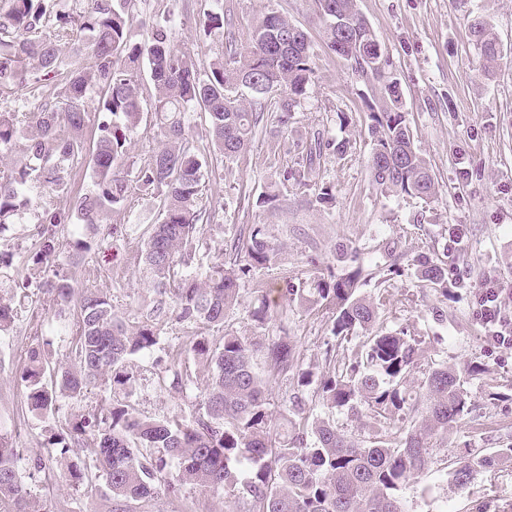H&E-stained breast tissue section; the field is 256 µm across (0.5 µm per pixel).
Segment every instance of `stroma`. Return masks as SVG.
<instances>
[{"instance_id": "stroma-1", "label": "stroma", "mask_w": 512, "mask_h": 512, "mask_svg": "<svg viewBox=\"0 0 512 512\" xmlns=\"http://www.w3.org/2000/svg\"><path fill=\"white\" fill-rule=\"evenodd\" d=\"M230 22L223 35H205L199 4L189 0L180 14L174 44L198 66L225 51L229 38L240 37L271 11L287 16L307 34L314 48L315 82L294 109L288 128H280L277 112H266L247 151L215 171H205L200 204L211 217L204 225L208 249L204 263L226 261L230 245L245 224L264 225L280 246L278 262L241 280L242 306L225 320L246 336L262 331L288 337L303 358L304 368L330 375L325 361L331 341L328 309L283 301L267 328L255 327L245 307L260 293L280 287L283 278L308 279L314 269L337 266L339 250L358 253L366 272L375 273L392 260L407 262L425 253L448 266L449 297L422 288L412 271H403L386 285L370 281L365 295L388 294L379 320L384 328L405 329L419 342L417 368L408 385L417 392L428 370L445 363L458 368L480 366L466 380L471 411L436 447L428 470L409 481L401 495L408 512H512V459L496 451L512 443V348H495L474 316L475 292L485 278L507 290L505 312L512 317V0H356L360 14L376 33L392 70L401 81L403 111L414 143L431 166L442 196L434 202L415 197H386L372 184L366 160L367 86L346 62L325 46L324 25L314 0H224ZM493 25L506 52L493 78H485V62L476 52L468 26L475 17ZM347 140L344 156L325 151L310 184L297 189L284 181L303 145L314 135ZM280 197L270 205L258 198L270 184ZM331 189L329 204L316 199ZM161 220L156 198L132 194L107 222L113 230L98 234L92 252L74 266L82 287L110 295L118 313L138 322L153 316L163 324L151 357L133 358L138 376L132 398L140 413L163 418L190 417L192 403L171 386H158L154 366H166L167 353L187 333L171 304L160 303L144 273L149 232ZM37 217L26 212L0 231V252L10 274L0 294L13 293L29 263ZM466 230L463 245L448 237L453 226ZM70 314H58L50 294L39 296L37 308L22 304L9 335L0 336V430L25 448L26 482L46 512H111L107 486L94 496L65 477L44 444L47 420L33 416L19 380L27 349L49 344L54 360L65 358V330ZM302 395L308 407L333 420L339 429L357 432L358 421L319 404L312 390L279 377L271 391L273 405ZM479 452L492 456L488 474L470 489L457 492L445 467ZM208 493L192 485L178 494L132 503L130 512H212Z\"/></svg>"}]
</instances>
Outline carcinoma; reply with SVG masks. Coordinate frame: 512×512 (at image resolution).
<instances>
[{"label":"carcinoma","instance_id":"obj_1","mask_svg":"<svg viewBox=\"0 0 512 512\" xmlns=\"http://www.w3.org/2000/svg\"><path fill=\"white\" fill-rule=\"evenodd\" d=\"M56 2L10 0L0 13V92L28 83L37 92L30 110L23 105L0 110V159L24 140L20 165L0 172V224L30 210L37 211L40 224L32 264L19 286L22 297L32 299L46 289L58 311L70 308L76 286L69 269L54 258L66 246L82 257L92 242H64L57 227L100 224L133 189L154 195L162 220L148 238L145 263L168 287L176 318L191 329L185 351L204 366L196 376L172 372L171 386L194 395L192 419L141 415L131 401L138 378L129 361L151 354L161 325L147 320L131 330L115 313L112 297L82 291L70 326L69 363L51 365L50 352L38 344L27 350L20 371L29 412L65 420L66 430L50 431L47 445L69 481L91 494L94 479L104 477L112 512L187 484L222 498L238 488L249 498L248 512H406L403 486L427 469L434 445L444 443L448 429L468 413L463 376H476L481 368L462 373L437 365L419 392L409 394L406 382L418 341L402 329L376 327L383 301L359 293L363 267L353 255L355 267L346 273H321L297 284L285 279L278 294L332 310L336 344L326 349V359L335 373L320 378L319 402L353 419L367 417L373 425L354 438L297 400L279 411L286 431L276 433L272 381L289 373L297 386L306 387L313 373L302 369L288 337L242 336L225 324V316L241 303L240 280L274 265L278 246L264 225L251 224L239 236L246 245L242 261L200 263L207 247L199 227L206 216L199 207L203 171L245 153L266 109L276 108L281 124L288 125L292 109L314 83L306 33L271 11L246 33L243 48H229L201 70L172 44L177 6L138 40L132 29L137 0H92L86 10H57ZM207 2L204 31L224 33V2ZM316 6L327 49L371 80L367 165L373 184L386 197L438 199L440 185L402 112L400 80L355 0H316ZM291 31L298 32V45H279L276 36ZM469 34L486 62V76H493L505 54L492 24L476 17ZM144 71L154 86L150 111L163 139L132 185L121 163L143 122L139 77ZM196 108L204 112L205 138L212 145L207 152L194 146L185 129L186 112ZM93 110L102 117L90 142L86 129ZM323 149L321 140L303 147V158L290 171L297 185H308L314 157ZM83 166L93 174V188L74 197L71 176ZM34 184L65 204L37 203L28 193ZM409 266L423 286L448 296V265L418 255ZM274 313L263 295L248 318L262 327ZM17 315L13 302L0 297V332H9ZM211 326L224 334L202 335L201 329ZM357 330L364 340L346 345ZM97 385L112 394L110 402L79 414L62 404ZM73 447L89 449L88 461L70 460ZM25 452L0 433V512H43L17 467ZM169 460L177 463L174 475L167 471ZM490 463L486 455L470 454L447 475L462 491Z\"/></svg>","mask_w":512,"mask_h":512}]
</instances>
